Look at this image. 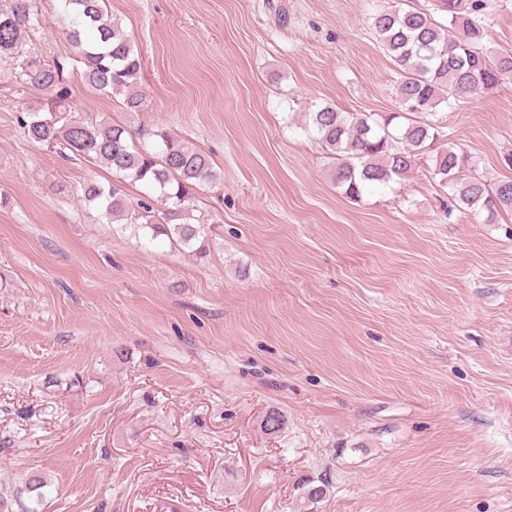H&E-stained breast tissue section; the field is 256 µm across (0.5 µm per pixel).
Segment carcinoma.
<instances>
[{
	"label": "carcinoma",
	"mask_w": 512,
	"mask_h": 512,
	"mask_svg": "<svg viewBox=\"0 0 512 512\" xmlns=\"http://www.w3.org/2000/svg\"><path fill=\"white\" fill-rule=\"evenodd\" d=\"M107 0H58L57 24L77 49L73 58L43 61L25 48L40 27L31 0H9L0 8V57L17 60L15 81L45 94L20 124L32 142L66 156L94 160L122 181L139 182L148 198L133 206L115 186L88 183L84 198L112 223L135 224L144 236H161L182 249L207 252L208 215L195 209V188L215 180L210 157L166 132L136 143L124 125L97 123L73 115L69 75L73 63L96 90L120 95L129 112L142 106L141 59L134 43L109 15ZM432 8L383 7L371 17L380 48L393 63L398 111L388 114L339 112L325 105L305 113L304 131L336 159L335 182L350 198L369 187L402 179L431 157L430 178L452 191L461 207L487 212L493 221L512 212V178L493 183L473 174L472 157L444 143L437 112L497 87L512 76V52L487 51L489 0H431Z\"/></svg>",
	"instance_id": "cac0c4a2"
}]
</instances>
